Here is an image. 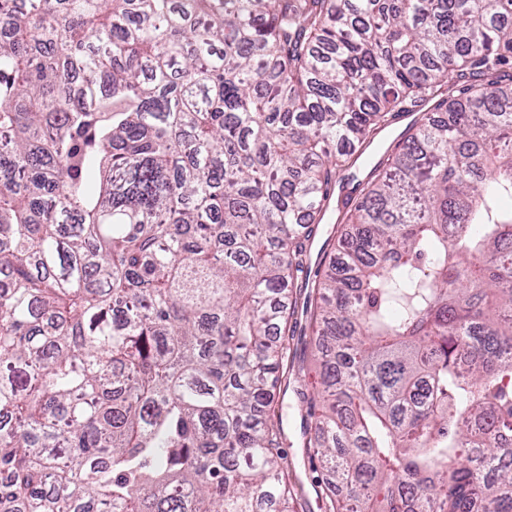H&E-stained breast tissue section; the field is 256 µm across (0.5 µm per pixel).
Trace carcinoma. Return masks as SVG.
Masks as SVG:
<instances>
[{"mask_svg":"<svg viewBox=\"0 0 512 512\" xmlns=\"http://www.w3.org/2000/svg\"><path fill=\"white\" fill-rule=\"evenodd\" d=\"M512 0H0V512H512ZM461 82L448 93V75ZM481 420L482 431L471 429ZM409 125L407 122L403 123H395L393 121L392 125L382 132L374 144L368 148L358 159L352 171H356L359 176V180L366 182L367 174L372 166V164L378 159L377 154V145L384 144L385 146L389 145L394 139H400L401 135L406 132ZM336 176V191L329 202L325 219L318 224L317 232L313 240L308 244L307 265L311 279L321 265H327L330 258L336 253L338 238L340 236L339 219L352 208L358 198L359 190L355 191L356 182L341 181V176ZM338 200L343 202V207L337 208ZM294 300H295V305H294L295 313L290 322V325H291V330H292V326H294L295 322H296V328L294 329L295 330L294 336H291V331H290V333L288 332V334H290V336H288V342L290 343L291 347L294 348V352L295 351L297 352V359L295 360L296 361L295 370H296L297 364H298V357H299L303 347L305 346V344L309 342V336H301V332L307 324L306 323V319H307L306 295L303 294V292H301V294H300L299 291H297L296 299H295V295H294L293 304H294ZM299 383L295 372L288 375L287 385L278 386L274 395L275 410L284 431L279 452L288 466V480L292 487L295 512H324L322 502L329 487L328 476L317 459L312 460L303 448L304 426L310 422L308 406L296 395Z\"/></svg>","mask_w":512,"mask_h":512,"instance_id":"obj_1","label":"carcinoma"}]
</instances>
